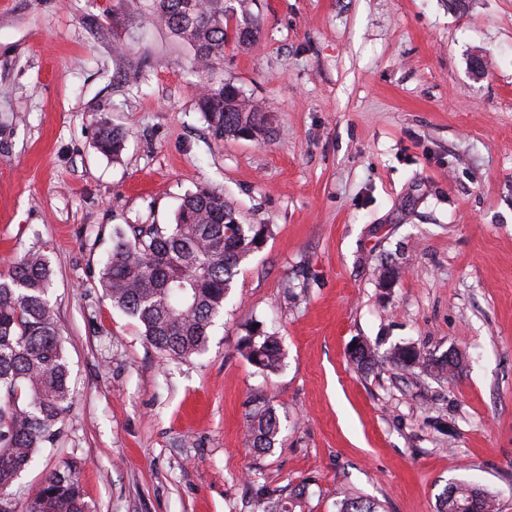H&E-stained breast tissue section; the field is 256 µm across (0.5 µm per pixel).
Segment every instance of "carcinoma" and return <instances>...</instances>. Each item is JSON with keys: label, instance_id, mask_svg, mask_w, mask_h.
Wrapping results in <instances>:
<instances>
[{"label": "carcinoma", "instance_id": "obj_1", "mask_svg": "<svg viewBox=\"0 0 512 512\" xmlns=\"http://www.w3.org/2000/svg\"><path fill=\"white\" fill-rule=\"evenodd\" d=\"M154 13L192 47L193 68L203 79L198 108L213 133L219 138H265L269 130L263 109L239 88L210 78L224 63L229 41L245 48L256 40L244 0H154ZM124 138L110 121H99V153L118 157ZM270 234L269 225L242 223L224 195L201 187L182 198L173 224L115 225L100 286L113 307L141 326L158 353L187 360L206 348L241 263ZM51 275L46 257L37 251L0 273V512H15L17 480L61 435L71 404L69 363L48 299ZM239 351L267 376L281 367L279 338L257 328L241 339ZM349 355L361 370L377 361L366 342L352 346ZM389 360L429 375H453L461 369L456 354L439 361L411 345L394 348ZM246 432L258 450L278 441L281 422L268 401H253ZM302 495L299 488L285 498L266 497L264 512H296ZM337 507V512H379L376 503L346 494ZM25 512L91 510L76 473L66 464L46 475ZM439 512H495L494 494L486 487L452 483Z\"/></svg>", "mask_w": 512, "mask_h": 512}]
</instances>
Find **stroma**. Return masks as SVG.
I'll list each match as a JSON object with an SVG mask.
<instances>
[{
    "label": "stroma",
    "instance_id": "35a3bbf8",
    "mask_svg": "<svg viewBox=\"0 0 512 512\" xmlns=\"http://www.w3.org/2000/svg\"><path fill=\"white\" fill-rule=\"evenodd\" d=\"M247 6L259 36L222 76L264 106V140L209 130L152 0H0V270L45 255L73 393L16 512L64 463L92 512H261L299 486L302 512L343 491L437 512L460 481L512 512V0ZM102 117L119 161L94 147ZM201 186L272 234L206 350L167 363L99 277L114 225L173 223ZM256 324L284 350L269 377L237 350ZM406 343L469 366L416 377L388 360ZM258 397L283 424L265 452L243 431Z\"/></svg>",
    "mask_w": 512,
    "mask_h": 512
}]
</instances>
